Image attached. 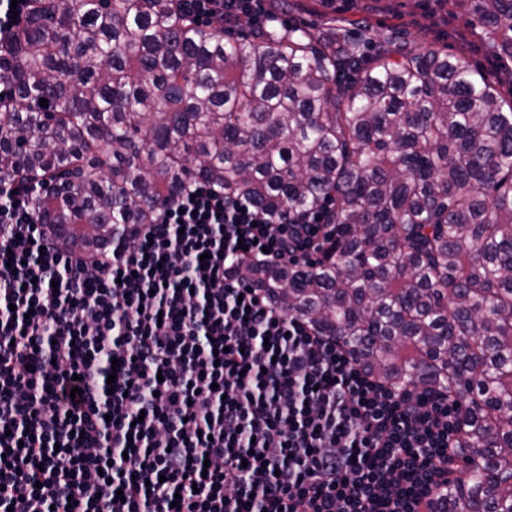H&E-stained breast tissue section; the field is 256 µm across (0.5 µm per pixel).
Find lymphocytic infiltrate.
Masks as SVG:
<instances>
[{
  "instance_id": "lymphocytic-infiltrate-1",
  "label": "lymphocytic infiltrate",
  "mask_w": 512,
  "mask_h": 512,
  "mask_svg": "<svg viewBox=\"0 0 512 512\" xmlns=\"http://www.w3.org/2000/svg\"><path fill=\"white\" fill-rule=\"evenodd\" d=\"M178 4L222 27L265 17ZM37 195L0 181V512H434L461 480L456 398L385 382L240 276L320 260L327 212L190 180L83 253Z\"/></svg>"
}]
</instances>
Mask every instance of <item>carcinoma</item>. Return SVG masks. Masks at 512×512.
<instances>
[{
  "label": "carcinoma",
  "mask_w": 512,
  "mask_h": 512,
  "mask_svg": "<svg viewBox=\"0 0 512 512\" xmlns=\"http://www.w3.org/2000/svg\"><path fill=\"white\" fill-rule=\"evenodd\" d=\"M453 4L512 58V0ZM0 67V178L41 185L77 248L189 179L270 211L334 196L335 249L243 276L382 379L461 402L470 475L437 512H512V88L363 20L226 40L176 0H32Z\"/></svg>",
  "instance_id": "1"
}]
</instances>
